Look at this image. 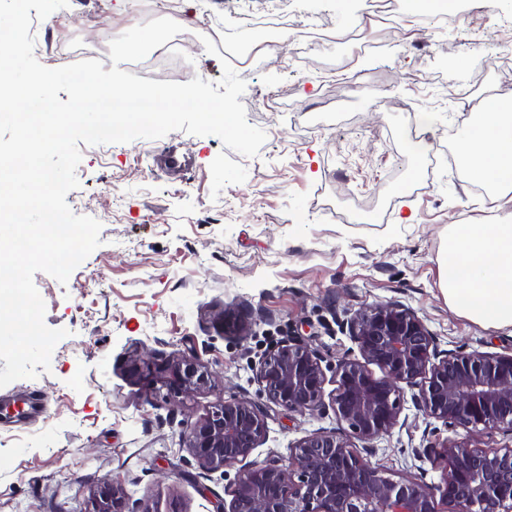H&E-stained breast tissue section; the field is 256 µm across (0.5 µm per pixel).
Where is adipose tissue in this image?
Wrapping results in <instances>:
<instances>
[{
    "label": "adipose tissue",
    "instance_id": "ef3b65f1",
    "mask_svg": "<svg viewBox=\"0 0 512 512\" xmlns=\"http://www.w3.org/2000/svg\"><path fill=\"white\" fill-rule=\"evenodd\" d=\"M455 154L470 179L512 192V103L485 99ZM439 270L451 308L483 327L512 330V213L451 225Z\"/></svg>",
    "mask_w": 512,
    "mask_h": 512
}]
</instances>
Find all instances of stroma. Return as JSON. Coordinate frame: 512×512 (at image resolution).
Masks as SVG:
<instances>
[{"label":"stroma","instance_id":"stroma-1","mask_svg":"<svg viewBox=\"0 0 512 512\" xmlns=\"http://www.w3.org/2000/svg\"><path fill=\"white\" fill-rule=\"evenodd\" d=\"M131 0H69L56 22L35 30L48 68L108 61L112 39L130 29ZM474 10L441 33L408 30L402 42L358 57L384 104L341 89L317 61L245 74L247 121L266 133L244 157L215 136L180 130L158 139L82 146L77 189L66 201L97 219L100 246L60 283L38 272L45 323L68 332L49 371L0 388V512H88L103 482L121 485L130 512H216L229 503L238 467L197 464L182 441L218 402H264L255 376L277 345L300 337L333 375L359 357L344 320L380 302L413 309L440 349L512 351V333L457 314L439 284L448 227L484 217L483 202L457 165L455 140L479 117L455 111L448 82L484 98L512 84V60L485 66L512 46V10L487 26ZM278 92L282 111L262 99ZM177 150L187 161L170 169ZM238 312L246 339L224 335L214 317ZM177 354L216 372L215 386L184 403L133 378L136 357ZM405 389L400 424L369 455L392 479L413 477L441 495L440 471L414 456L429 441L463 438L427 417ZM333 411L271 408L252 458L287 457L289 444L336 428Z\"/></svg>","mask_w":512,"mask_h":512}]
</instances>
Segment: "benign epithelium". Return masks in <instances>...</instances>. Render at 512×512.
<instances>
[{
    "label": "benign epithelium",
    "instance_id": "1",
    "mask_svg": "<svg viewBox=\"0 0 512 512\" xmlns=\"http://www.w3.org/2000/svg\"><path fill=\"white\" fill-rule=\"evenodd\" d=\"M216 323L226 335H248L231 308ZM346 328L361 358L338 361L329 394L323 358L303 340L278 346L256 367L270 403L299 414L330 408L339 428L302 437L278 462H250L266 438L268 410L234 397L184 433L200 467L243 464L224 512H512V445H474L496 430L512 433V353L442 350L416 312L397 302L353 314ZM131 371L160 385L166 399L175 402L211 386L213 379L205 366L179 356L139 357ZM406 386L418 389L415 402L426 416L466 432L459 441L415 449L417 458L441 471L445 511L424 482L394 480L363 457L398 426ZM91 507L92 512H127L126 491L104 484L93 493Z\"/></svg>",
    "mask_w": 512,
    "mask_h": 512
}]
</instances>
